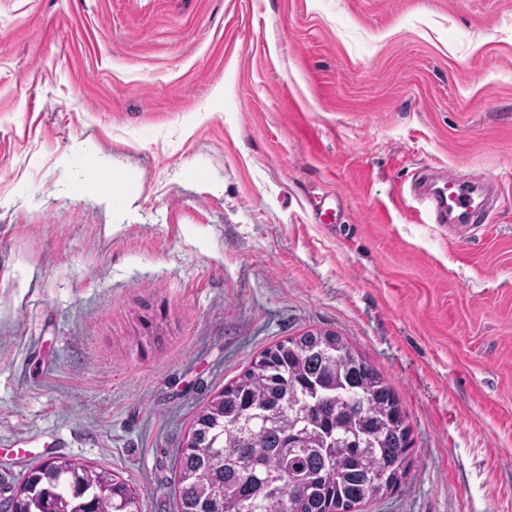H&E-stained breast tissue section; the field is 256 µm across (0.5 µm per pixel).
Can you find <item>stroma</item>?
<instances>
[{
    "label": "stroma",
    "mask_w": 512,
    "mask_h": 512,
    "mask_svg": "<svg viewBox=\"0 0 512 512\" xmlns=\"http://www.w3.org/2000/svg\"><path fill=\"white\" fill-rule=\"evenodd\" d=\"M424 168L497 177L470 238ZM308 330L408 414L359 512H512V0H0V500L65 457L178 512L197 415Z\"/></svg>",
    "instance_id": "35a3bbf8"
}]
</instances>
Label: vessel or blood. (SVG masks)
I'll use <instances>...</instances> for the list:
<instances>
[{
    "label": "vessel or blood",
    "mask_w": 512,
    "mask_h": 512,
    "mask_svg": "<svg viewBox=\"0 0 512 512\" xmlns=\"http://www.w3.org/2000/svg\"><path fill=\"white\" fill-rule=\"evenodd\" d=\"M414 190L426 203L433 222L450 224L452 235L458 238L467 237L491 210L489 202L476 201L471 187L454 180L438 182L429 170L420 172Z\"/></svg>",
    "instance_id": "vessel-or-blood-1"
}]
</instances>
